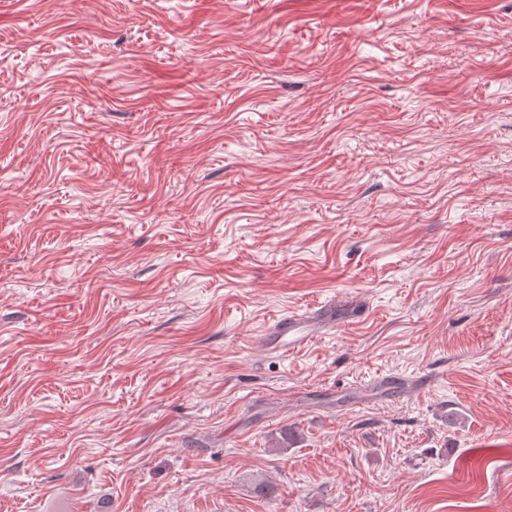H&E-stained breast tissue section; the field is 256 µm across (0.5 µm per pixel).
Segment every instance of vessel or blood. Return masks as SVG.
I'll use <instances>...</instances> for the list:
<instances>
[{
  "label": "vessel or blood",
  "mask_w": 512,
  "mask_h": 512,
  "mask_svg": "<svg viewBox=\"0 0 512 512\" xmlns=\"http://www.w3.org/2000/svg\"><path fill=\"white\" fill-rule=\"evenodd\" d=\"M352 304L331 302L309 314L291 312L276 318L268 328L263 343L274 352H289L307 347L323 330L333 328L342 319L343 313L354 312Z\"/></svg>",
  "instance_id": "vessel-or-blood-1"
}]
</instances>
